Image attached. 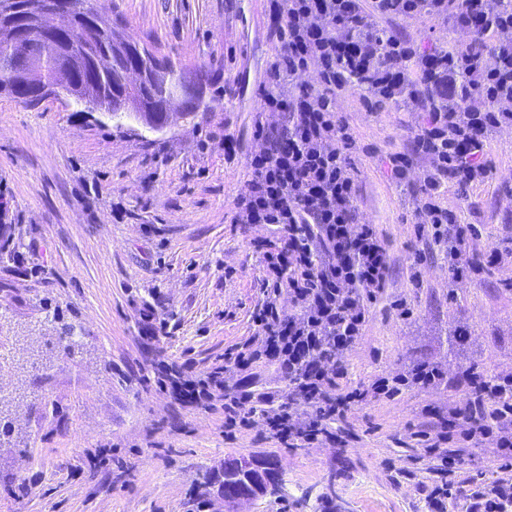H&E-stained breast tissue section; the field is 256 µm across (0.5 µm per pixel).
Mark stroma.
<instances>
[{"instance_id":"obj_1","label":"stroma","mask_w":512,"mask_h":512,"mask_svg":"<svg viewBox=\"0 0 512 512\" xmlns=\"http://www.w3.org/2000/svg\"><path fill=\"white\" fill-rule=\"evenodd\" d=\"M98 4L140 44L205 70L206 107L151 132L62 96L31 107L0 93V387L19 394L0 409V512H222L204 478L251 455L276 459L288 494L248 512H425L418 487L435 473L414 434L457 390L405 388L349 411L336 425L342 445L287 448L259 424L225 434L222 406L157 386L161 365L190 359L207 371L255 334L273 231L235 223L233 199L265 146L259 126L281 123L260 94L278 44L266 0ZM336 110L372 148L354 156L358 218L390 255L389 285L343 356L352 384L421 362L458 380L472 366L512 372V260L490 261L512 251V127L487 137L489 179L443 196L474 225L467 246L481 263L455 283L391 176L389 158L410 150L422 113L367 109L353 87L337 92ZM146 308L168 330L160 341L145 336ZM103 444L108 465H92Z\"/></svg>"}]
</instances>
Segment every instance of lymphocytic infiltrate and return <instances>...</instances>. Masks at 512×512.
<instances>
[{
  "instance_id": "lymphocytic-infiltrate-1",
  "label": "lymphocytic infiltrate",
  "mask_w": 512,
  "mask_h": 512,
  "mask_svg": "<svg viewBox=\"0 0 512 512\" xmlns=\"http://www.w3.org/2000/svg\"><path fill=\"white\" fill-rule=\"evenodd\" d=\"M504 0H270L269 16L280 50L261 90L263 109L284 115L280 133L251 155L250 175L234 200L239 224L275 227L263 253L264 299L255 309L256 334L207 371L175 369L170 391L198 405L224 400V427L262 423L288 447L336 439L331 425L363 400L392 399L411 385L440 384L427 364L410 373L351 387L344 352L358 344L369 306L384 292L390 256L374 225L357 218L358 186L349 153L350 127L336 115V93L346 85L367 98L423 110L412 154L390 159L405 183L414 158L426 160L415 221L444 249L448 274L470 278L480 263L465 246L470 225L441 203L450 188L484 182L492 172L486 139L512 126V7ZM425 18L446 26L447 44L423 50L383 20ZM474 39L458 42L457 32ZM313 88H298L304 73ZM288 292L297 312L282 317L277 299ZM288 383L274 390L263 375ZM427 457L440 470L457 469L449 447L490 444L503 456L498 477L468 476L423 487L427 512H446L464 500L466 512H512V374L468 371L463 398L441 416L435 433H420Z\"/></svg>"
}]
</instances>
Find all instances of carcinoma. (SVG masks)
<instances>
[{"label": "carcinoma", "instance_id": "carcinoma-1", "mask_svg": "<svg viewBox=\"0 0 512 512\" xmlns=\"http://www.w3.org/2000/svg\"><path fill=\"white\" fill-rule=\"evenodd\" d=\"M70 2L72 19L66 36L46 42L38 25L43 0H0V87L15 98L36 104L43 99L36 84L43 78L54 80L78 88L90 107L114 119L152 115L145 125L151 131L167 122L168 115L157 108L183 78L191 74L200 83L206 80L205 72L177 68L165 57L164 68H155L156 53L108 23L92 0ZM20 13L32 22L31 57L20 54L13 43Z\"/></svg>", "mask_w": 512, "mask_h": 512}]
</instances>
